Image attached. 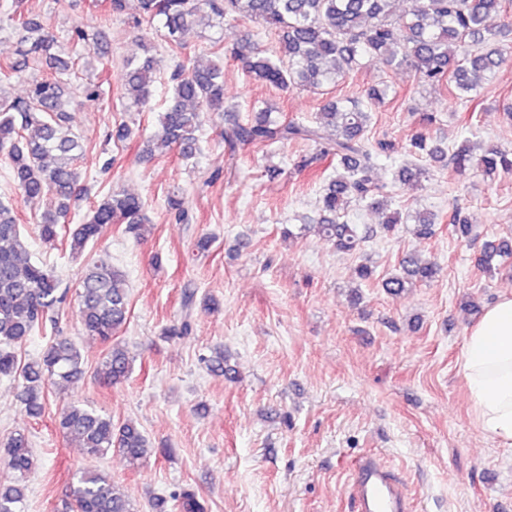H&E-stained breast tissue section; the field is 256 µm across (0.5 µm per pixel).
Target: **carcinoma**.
Wrapping results in <instances>:
<instances>
[{"instance_id": "carcinoma-1", "label": "carcinoma", "mask_w": 512, "mask_h": 512, "mask_svg": "<svg viewBox=\"0 0 512 512\" xmlns=\"http://www.w3.org/2000/svg\"><path fill=\"white\" fill-rule=\"evenodd\" d=\"M396 0H137L134 27L158 20L171 48L183 46L185 33L201 14L221 22L248 19L263 26L274 45L263 48L246 38L217 49V59L192 67L179 61L171 74L169 95L159 116L160 129L142 142L139 158L150 160L158 150H179L185 160L194 158L206 112L224 113V144L312 142L320 155L344 166L345 174L329 180L319 198L318 232L337 250L356 252L381 234L390 236L401 220L400 213L378 225L351 224L346 219L348 203L367 207L380 205L383 187L372 178L375 154L365 143L371 112L388 96L389 87L374 89L364 100L336 99L322 106L310 125L285 122L271 116L263 102L252 105V118L240 121L224 112V57L240 65L251 79L281 91L318 89L334 84L373 62L414 73L421 86H452L459 105L477 99V90L490 74L512 60L499 47L505 34L500 18L507 0H410L408 11L399 13ZM4 14L19 31L15 57L0 61V74H21L45 67L48 73L28 82L25 95L10 99L0 90V155L8 165L14 187L31 204L43 206L36 225L44 244L57 243L62 226L71 220L76 204L87 193L76 161L87 150L85 139L71 132V112L78 101L64 96L70 61L57 52L58 36L39 14L21 8V0H0ZM68 39L89 48L98 44L99 33L75 25ZM146 55L125 61L121 98L126 107L142 111L150 107L157 81L153 58ZM413 152L424 153L439 164L453 162L464 170L474 164L484 175L512 173V153L496 146L476 158L470 149L453 152L432 146L426 134L412 139ZM420 238L435 235L428 213L409 212ZM124 226L136 239L151 227L141 197L114 189L94 205L69 230L70 252L83 253L105 228ZM448 229L460 238L472 235V225L458 212L448 217ZM512 264V237L501 236L484 243L478 265L492 273ZM401 272L388 274L378 283L398 296L419 282L436 279L441 267L412 254L401 257ZM197 291H183L184 315L167 330L175 336L193 331L191 312ZM78 318L88 336L109 342L128 322L131 299L125 272L112 264L106 253L86 266L80 280ZM68 289L55 271L35 264L28 256L27 239L10 203L0 201V377L18 382L17 398L32 418L45 410V388L65 386L85 373L80 350L63 335L60 318L65 312ZM52 333L39 356L27 362L14 348L35 335ZM200 361L216 377L230 375L224 351L212 349ZM132 359L126 349L114 344L98 367L99 379L108 385L126 380ZM56 427L86 454L104 458L116 453L133 466L153 453L139 425L127 420L117 425L112 417L90 405L71 402L56 419ZM0 464L11 477L0 482V512H24L30 476L36 461L28 435L19 430L0 443ZM73 512H134L129 497L112 477L94 471H79L69 485ZM154 512H207V504L195 491L183 488L171 499L157 497Z\"/></svg>"}]
</instances>
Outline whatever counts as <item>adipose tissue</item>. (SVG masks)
I'll list each match as a JSON object with an SVG mask.
<instances>
[{
  "instance_id": "obj_1",
  "label": "adipose tissue",
  "mask_w": 512,
  "mask_h": 512,
  "mask_svg": "<svg viewBox=\"0 0 512 512\" xmlns=\"http://www.w3.org/2000/svg\"><path fill=\"white\" fill-rule=\"evenodd\" d=\"M471 412L480 430L512 447V295L486 308L461 355Z\"/></svg>"
}]
</instances>
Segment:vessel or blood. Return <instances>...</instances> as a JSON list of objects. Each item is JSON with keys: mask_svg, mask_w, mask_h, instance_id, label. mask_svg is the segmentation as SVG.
<instances>
[{"mask_svg": "<svg viewBox=\"0 0 512 512\" xmlns=\"http://www.w3.org/2000/svg\"><path fill=\"white\" fill-rule=\"evenodd\" d=\"M348 488L355 512H412L404 483L377 454L367 453L356 460Z\"/></svg>", "mask_w": 512, "mask_h": 512, "instance_id": "1", "label": "vessel or blood"}]
</instances>
